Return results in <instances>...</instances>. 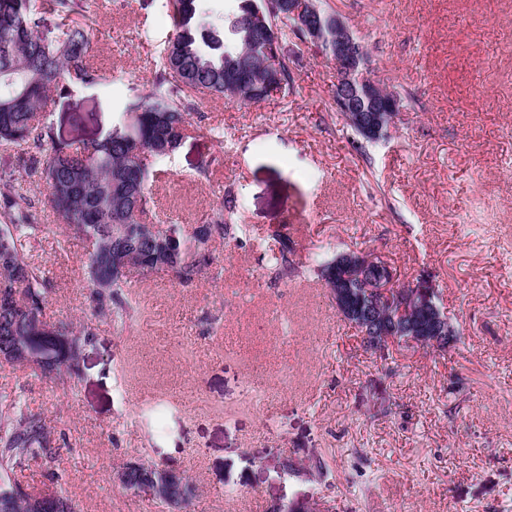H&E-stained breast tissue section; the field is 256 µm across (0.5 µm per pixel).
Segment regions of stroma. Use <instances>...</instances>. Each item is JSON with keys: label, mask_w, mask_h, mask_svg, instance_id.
<instances>
[{"label": "stroma", "mask_w": 512, "mask_h": 512, "mask_svg": "<svg viewBox=\"0 0 512 512\" xmlns=\"http://www.w3.org/2000/svg\"><path fill=\"white\" fill-rule=\"evenodd\" d=\"M404 106L363 150L334 104L336 69L305 46L274 100L210 97L151 186L147 221L187 231L232 194L237 244L184 288L138 277L139 309L96 318L76 388L33 381L73 446L80 512H164L115 479L140 460L184 472L189 512H512V0H322ZM91 54L123 72L74 85L46 117L81 143L143 96L174 27L166 0H86ZM26 243L54 289L48 320L91 316L85 246L57 229ZM301 277L273 279L274 230ZM422 274L457 337L440 352L381 349L336 311L317 275L341 251Z\"/></svg>", "instance_id": "stroma-1"}]
</instances>
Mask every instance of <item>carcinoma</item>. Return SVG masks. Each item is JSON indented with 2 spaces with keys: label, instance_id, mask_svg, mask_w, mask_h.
<instances>
[{
  "label": "carcinoma",
  "instance_id": "1",
  "mask_svg": "<svg viewBox=\"0 0 512 512\" xmlns=\"http://www.w3.org/2000/svg\"><path fill=\"white\" fill-rule=\"evenodd\" d=\"M224 15V32L200 0H168L175 34L159 59L151 91L117 114L112 133L80 146L56 135L41 114L47 101L64 96L72 85L98 84L108 76L89 62L90 18L83 0H0V148L17 155L18 164L0 172L8 191L0 195V353L5 363L31 372L47 385L75 388L81 379V354L96 337L93 320L49 323L50 281L26 256L24 243L49 231L42 209L28 184L37 182L48 193L62 233L88 244L83 273L91 289V310L124 323L132 317L130 273H163L187 287L214 264L212 241H239L240 227L229 224L224 209L192 226L184 235L165 231L143 220L150 192L145 160L159 163L175 152L192 127L191 110L198 96L229 97L243 104L269 100L270 77L260 64L273 41L301 35L277 0H235ZM271 16L267 34L254 32L255 9ZM57 17L46 29L45 13ZM282 239L278 274L299 273L291 259L293 247ZM348 256L337 254L320 266L325 283ZM366 282L350 280L351 302L336 304L338 314L364 332L366 324L355 306ZM28 382L0 395V512H33L32 492L18 471L40 468L54 495L41 512H78L62 485L66 472L58 466L65 434L54 436L51 420L27 404ZM150 465L130 461L122 466V485L149 492Z\"/></svg>",
  "mask_w": 512,
  "mask_h": 512
}]
</instances>
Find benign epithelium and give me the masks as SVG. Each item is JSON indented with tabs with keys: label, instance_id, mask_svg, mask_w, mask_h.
I'll return each mask as SVG.
<instances>
[{
	"label": "benign epithelium",
	"instance_id": "7a95c632",
	"mask_svg": "<svg viewBox=\"0 0 512 512\" xmlns=\"http://www.w3.org/2000/svg\"><path fill=\"white\" fill-rule=\"evenodd\" d=\"M288 17L295 21L305 44L324 51V29L333 27L339 33L336 40V55L330 59L336 65V106L346 113L347 120L367 132L386 134L394 122V113L400 108L385 100L380 93L382 85L367 74V62L362 55L354 51V41L343 17L336 13H327L319 0H288L284 4ZM392 304V319L398 321L410 332L404 341L419 343L423 337L415 335L418 329L416 314L406 303L398 302L388 288H382L373 297L362 298L357 311L361 319L373 325L374 335L364 337L365 342L376 344L380 341L391 343L398 337L387 335L378 327L379 306L381 302ZM449 324L444 312L440 311L432 320L433 336L429 342L433 347L442 346L447 340L446 325ZM151 495L161 501L177 504L180 501L181 486L173 472L164 467L150 469Z\"/></svg>",
	"mask_w": 512,
	"mask_h": 512
}]
</instances>
